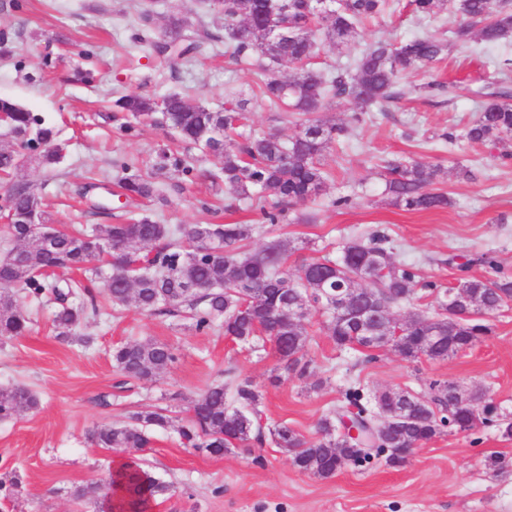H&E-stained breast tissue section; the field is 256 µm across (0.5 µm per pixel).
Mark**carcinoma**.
<instances>
[{
  "mask_svg": "<svg viewBox=\"0 0 512 512\" xmlns=\"http://www.w3.org/2000/svg\"><path fill=\"white\" fill-rule=\"evenodd\" d=\"M449 1L458 17L451 31L455 44L465 47L476 36L493 44L512 35V5L508 3L410 0L409 6L416 17L424 19L437 16ZM209 7L213 14L224 13V34L208 28L191 34L182 19L172 16L163 36L155 39V11L141 3L137 5L138 39L175 64L189 63L203 48L214 49L220 43L231 49L234 60L242 62L257 51L270 24L284 27L288 39L280 41L276 53L269 57L277 62H304L307 70L285 81L264 68L259 88L271 108L291 109L298 132L289 140L276 134L239 133L237 129L246 120L241 106L231 104L222 112H213L180 92L159 99L123 96L115 101L119 111L173 127L184 143L223 158L220 173L214 174L195 168L189 157L177 150L163 149L144 173L122 167L124 175L118 184L128 198H155L156 179L173 170L189 181L204 177L215 185L222 182L242 198L260 200L268 195L289 205L314 201L325 185L320 159L326 148L346 137L351 125L363 122L366 113L384 111L386 103L399 97L401 77L409 70L429 69L444 50L443 39L433 34L399 43L378 41L350 65L326 71L315 62L320 53L317 35L332 43L349 41L364 22L400 10V0H339L323 13L316 10L314 0H224L222 5L209 0ZM475 94L487 102L462 137L496 143L511 136L512 104L504 101L508 94L482 90ZM335 99L353 106L351 123L323 125L308 118ZM0 109L6 112L5 128L19 144L17 148L0 145V177L10 183L0 199V210L11 218L7 228L14 241L0 259V336H23L29 328L28 317L10 293L12 288L53 301L56 336L67 341L83 320L99 314L95 289L101 287L116 310L133 305L165 314L185 312L195 331L219 327L225 336L245 344L273 336L271 348L279 368L302 377L308 368L304 361L308 331L303 320L313 310L327 317L324 328L337 348L358 346L369 351L380 347L365 339L355 324L336 316V308L324 295L330 285L323 282L322 273L336 272L337 285L354 289L350 301L362 308L401 304L419 286L438 290L432 282H420L414 266L395 264L383 247L388 237L378 230L366 242H345L337 259L325 255L303 261L295 273L288 269L287 250L280 240L269 242L259 252L248 251L247 241L253 232L250 224H163L151 214L121 224L57 231L53 246L35 249L31 245L35 235L32 215L44 216L47 204L29 183L15 179L21 150L36 154L39 163L48 167L59 163L60 154L40 150L51 138V130L42 127L41 118L10 99L0 98ZM384 170L386 191L394 204L415 211L450 205L448 194L434 187L440 166L394 161L386 163ZM103 251L113 258L107 274L97 265ZM474 264L496 273L493 278L468 275L456 284L477 302V308L465 316L443 298L430 316L410 314V329L394 345L403 359L415 361L424 356L444 361L455 356L458 348L472 347L494 332L492 318L512 302V278L502 274L498 261L488 253L477 254L457 268L465 273ZM59 268L82 270L84 278L51 279ZM288 311L298 317L286 315ZM112 361L126 380L152 381L167 373L176 355L170 345L149 340L117 347ZM427 389L428 395L415 398L416 423L404 435L410 443L423 445L446 429L471 430L495 420L491 409L479 413L459 405L437 380L429 382ZM390 395L384 391L373 397L359 383L347 387L334 414L319 422V438L308 440L286 423L265 427L258 410L261 394L249 382L219 381L190 402L183 418H172L164 407L134 412L122 426L96 429L93 440L100 448L134 452L117 469L118 485L123 505L144 512L158 498L173 492L171 485L136 456L150 446L157 428L169 427L185 446L214 456L261 443L267 431L277 447L291 454L296 468L327 479L341 469L336 458L341 418L356 414L353 426L359 431V440L367 444L371 426L379 424L381 402ZM35 404V396L24 387L0 388V421Z\"/></svg>",
  "mask_w": 512,
  "mask_h": 512,
  "instance_id": "obj_1",
  "label": "carcinoma"
}]
</instances>
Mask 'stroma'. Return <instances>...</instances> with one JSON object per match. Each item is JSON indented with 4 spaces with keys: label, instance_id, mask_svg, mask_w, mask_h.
Wrapping results in <instances>:
<instances>
[{
    "label": "stroma",
    "instance_id": "1",
    "mask_svg": "<svg viewBox=\"0 0 512 512\" xmlns=\"http://www.w3.org/2000/svg\"><path fill=\"white\" fill-rule=\"evenodd\" d=\"M137 2L0 0V31L13 36L8 55H0V98L40 115L53 132L51 145L62 149L54 167L32 160L17 173L49 198L51 223L116 224L147 212L165 224H250L256 228L250 250H261L277 237L293 270L316 257L318 249L335 253L346 240L378 230L387 235L395 263L414 265L421 280L439 288L459 276L449 258L462 262L487 249L512 275V139L491 145L461 136L483 104L474 89L503 88L512 94V37L495 44L477 39L463 49L448 41L451 12L420 20L406 10L359 27L347 43L324 47L318 61L326 68L347 64L379 39L400 41L428 32L448 41L431 72L407 73L397 100L324 152L323 195L289 208L284 223L270 232L258 202L207 181H185L174 172L163 179L167 203L118 195L115 182L123 165L149 169L160 149L179 142L165 126L139 124L132 134L122 132L121 123L131 119L114 106L122 96L159 98L176 91L215 111L244 99L253 131L286 139L297 131L285 110L270 109L258 95L265 57L237 65L208 52L189 65L170 67L138 42ZM172 15L195 29L212 22L204 0H158L156 32L164 31ZM89 68L94 85L77 83L75 71ZM433 80L459 81L472 91L455 97L424 91V83ZM450 129L459 134L451 145L440 138ZM405 156L441 166L438 187L451 199L447 208L418 212L392 203L378 167ZM346 195L349 206H331L332 198ZM16 301L31 320L30 331L0 341V387H26L37 405L0 421V483L12 492L0 512H94L93 504L72 498L73 489L106 484L125 454L94 445L92 430L156 406L181 415L187 400L227 372L261 392L264 423H288L311 439L318 436L319 420L354 382L374 392L421 394L426 380H449L486 394L500 412L512 413V310L496 315L493 335L464 355L409 362L385 348L368 363L359 351L337 349L324 329V316L314 313L305 321L309 369L301 378L278 373L272 349L233 342L220 330L196 332L182 314L132 307L116 312L106 302L101 316L82 321L73 339L63 342L55 335L51 302L22 294ZM145 340L170 344L177 360L163 379L122 391L112 349ZM493 453L507 462L497 473L484 466ZM140 456L176 489L173 496L158 498L150 512H512V438L491 424L441 434L404 465L348 463L330 479L299 471L269 440L212 457L184 447L172 430L158 428Z\"/></svg>",
    "mask_w": 512,
    "mask_h": 512
}]
</instances>
